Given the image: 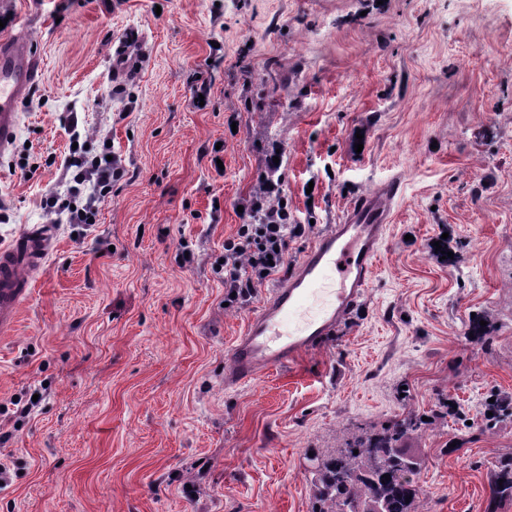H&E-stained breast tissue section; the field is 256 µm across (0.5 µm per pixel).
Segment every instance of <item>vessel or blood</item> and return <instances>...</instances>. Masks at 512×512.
Wrapping results in <instances>:
<instances>
[{
  "label": "vessel or blood",
  "instance_id": "b4317fda",
  "mask_svg": "<svg viewBox=\"0 0 512 512\" xmlns=\"http://www.w3.org/2000/svg\"><path fill=\"white\" fill-rule=\"evenodd\" d=\"M127 34L114 52L113 75L126 79L144 61ZM41 73V61L23 40H0V156L10 148L20 111ZM400 184L391 179L363 196L342 223L331 225L307 249L300 265L273 288L229 351L225 387L252 382L262 372L287 366L300 353L333 335L367 295L372 270L389 223L390 202ZM48 255L45 233L30 232L0 246V334H9Z\"/></svg>",
  "mask_w": 512,
  "mask_h": 512
}]
</instances>
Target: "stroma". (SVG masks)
I'll use <instances>...</instances> for the list:
<instances>
[{"label": "stroma", "mask_w": 512, "mask_h": 512, "mask_svg": "<svg viewBox=\"0 0 512 512\" xmlns=\"http://www.w3.org/2000/svg\"><path fill=\"white\" fill-rule=\"evenodd\" d=\"M1 13L0 39L24 37L43 71L0 158V245L51 241L0 335V512H312L313 458L410 413L429 420L406 443L419 512H512L489 487L512 416L485 417L490 397L512 398V0H0ZM129 30L145 61L120 84ZM77 141L124 167L92 224L40 205L66 194ZM392 178L357 313L225 387L231 345L276 286L223 305L239 206L278 185L305 227L288 274Z\"/></svg>", "instance_id": "stroma-1"}]
</instances>
